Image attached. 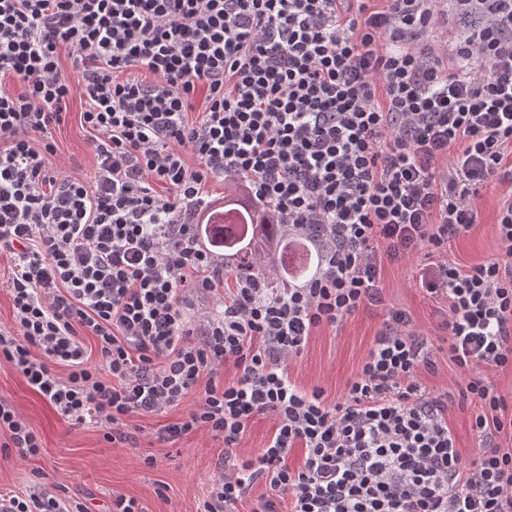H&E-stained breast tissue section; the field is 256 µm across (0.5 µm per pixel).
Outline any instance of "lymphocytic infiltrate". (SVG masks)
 <instances>
[{
  "label": "lymphocytic infiltrate",
  "instance_id": "lymphocytic-infiltrate-1",
  "mask_svg": "<svg viewBox=\"0 0 512 512\" xmlns=\"http://www.w3.org/2000/svg\"><path fill=\"white\" fill-rule=\"evenodd\" d=\"M442 25L445 44L427 43ZM75 90L88 181L65 174L52 137ZM216 179L245 180L314 247L309 279L227 276L190 220ZM493 183L508 188L502 254L449 259ZM420 251L465 376L455 394L423 386L432 345L380 288L385 261ZM2 255L14 322L0 361L110 441L136 444L130 415L193 400L157 439L223 442L203 512H240L259 482L250 512H512V401L493 381L512 371V0H0ZM368 306L385 319L338 401L298 386L315 330ZM454 408L479 441L469 461ZM260 415L265 446L233 462ZM2 432L0 459L39 453L0 400ZM0 512L87 509L35 483L0 493Z\"/></svg>",
  "mask_w": 512,
  "mask_h": 512
}]
</instances>
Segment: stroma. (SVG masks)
<instances>
[{
  "mask_svg": "<svg viewBox=\"0 0 512 512\" xmlns=\"http://www.w3.org/2000/svg\"><path fill=\"white\" fill-rule=\"evenodd\" d=\"M82 107L80 94H73L69 115L53 136L67 173L86 179L93 172L95 159L88 134L80 124ZM503 193L499 184L484 189L480 222L452 243V259L472 265L501 253L493 214ZM424 262L418 255L386 264L381 287L387 304L409 311L416 330L430 334L436 330L439 303L419 285ZM380 323L376 312L361 309L340 327L322 328L298 359L293 379L307 389L323 388L329 400H337ZM0 399L10 403L41 439L38 455L0 460L2 493H23L38 478L47 488H64L69 499L84 503L89 512H108L116 495L135 499L145 512H197L218 476L224 445L206 430L192 432L173 445L156 440L155 431L174 422L178 411L130 417L129 429L138 438L133 448L106 441L99 426H72L1 362ZM148 455L154 458V467L143 465L142 459Z\"/></svg>",
  "mask_w": 512,
  "mask_h": 512,
  "instance_id": "1",
  "label": "stroma"
}]
</instances>
